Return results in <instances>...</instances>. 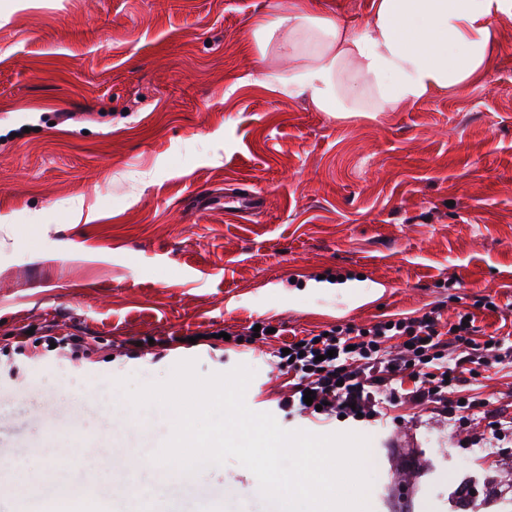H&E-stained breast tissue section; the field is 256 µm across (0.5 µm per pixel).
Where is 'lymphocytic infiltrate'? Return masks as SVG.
I'll use <instances>...</instances> for the list:
<instances>
[{
	"label": "lymphocytic infiltrate",
	"mask_w": 512,
	"mask_h": 512,
	"mask_svg": "<svg viewBox=\"0 0 512 512\" xmlns=\"http://www.w3.org/2000/svg\"><path fill=\"white\" fill-rule=\"evenodd\" d=\"M479 332L472 312L458 313L449 327H442L439 308L416 317L377 322L369 327H336L300 339L281 340L272 352L280 369L294 379L283 404L307 411L321 407L322 420L340 416L377 417L380 408L398 399L426 405L447 420L450 428L468 434L467 443L495 451L512 436V416L494 408L491 398L472 392L473 381L486 368L512 366V338ZM395 347H385L388 339ZM412 388L399 391L404 380ZM312 391V403L303 400ZM465 392L464 401L453 400L454 391ZM470 408L483 409L494 424L480 426L467 416Z\"/></svg>",
	"instance_id": "obj_1"
}]
</instances>
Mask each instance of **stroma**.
<instances>
[{"instance_id": "stroma-1", "label": "stroma", "mask_w": 512, "mask_h": 512, "mask_svg": "<svg viewBox=\"0 0 512 512\" xmlns=\"http://www.w3.org/2000/svg\"><path fill=\"white\" fill-rule=\"evenodd\" d=\"M268 3L0 0V512H18L52 445L60 478L136 493V512H269L236 460L189 479L153 461L173 415L134 409L117 382H160L184 360L203 376L251 368L246 405L285 430L372 439L370 512L401 491L425 512L512 500V439L475 456L408 403L318 421L280 406L289 376L241 336L435 306L489 333L512 325V20L479 84L339 120L270 86L287 54L244 38ZM248 185L262 216L225 213ZM340 268L367 288L324 282ZM452 469L462 507L448 505Z\"/></svg>"}]
</instances>
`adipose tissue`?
Masks as SVG:
<instances>
[{"label":"adipose tissue","mask_w":512,"mask_h":512,"mask_svg":"<svg viewBox=\"0 0 512 512\" xmlns=\"http://www.w3.org/2000/svg\"><path fill=\"white\" fill-rule=\"evenodd\" d=\"M512 0H373L353 24L313 13L308 0H272L246 33L293 64L271 82L319 112H396L483 79Z\"/></svg>","instance_id":"1"}]
</instances>
